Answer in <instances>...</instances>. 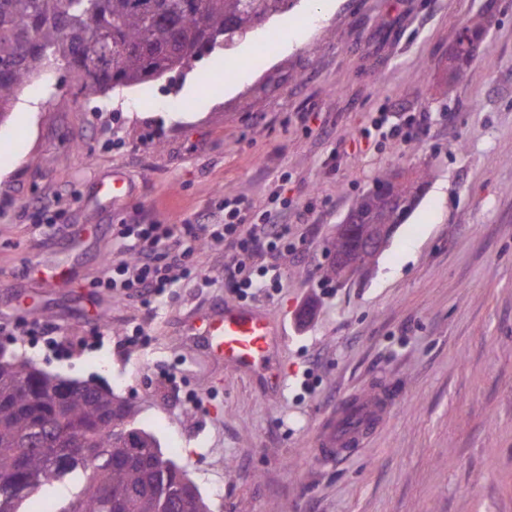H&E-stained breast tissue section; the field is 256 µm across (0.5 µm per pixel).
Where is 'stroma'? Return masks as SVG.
<instances>
[{
	"label": "stroma",
	"mask_w": 512,
	"mask_h": 512,
	"mask_svg": "<svg viewBox=\"0 0 512 512\" xmlns=\"http://www.w3.org/2000/svg\"><path fill=\"white\" fill-rule=\"evenodd\" d=\"M487 6L470 79L444 96ZM16 102L0 124V318L52 337L0 331L9 354L130 402L211 512H512V0H298L190 74L89 96L52 72ZM413 115L411 142L361 136ZM425 165L435 179L369 272L327 281L375 175ZM115 169L136 191L113 207L93 186ZM228 193L288 204L296 248L252 302L286 334L277 391L185 340L191 316L232 300L222 250L193 243L204 279L176 277L153 309L90 285L111 274L113 225L218 224ZM51 265L71 283L39 275ZM139 323L149 345L124 346ZM379 389L393 402L377 428L322 462L340 408ZM490 24L488 9L472 14L467 20L457 43L461 46L455 57L452 58L446 94L450 96L458 85L464 84L470 79V63L474 43L480 41L487 33ZM467 41V44L465 43Z\"/></svg>",
	"instance_id": "obj_1"
}]
</instances>
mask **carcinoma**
<instances>
[{
    "mask_svg": "<svg viewBox=\"0 0 512 512\" xmlns=\"http://www.w3.org/2000/svg\"><path fill=\"white\" fill-rule=\"evenodd\" d=\"M294 0H0V120L33 77L64 65L80 90L104 94L192 68L203 53L228 49L288 11ZM488 11L467 20L452 58L446 94L470 79L474 43L487 33ZM434 173L394 181L389 172L353 203L355 226L331 250L365 268L359 247L369 224H400ZM135 426V410L90 385L64 388L31 361L0 362V512H26L31 498L66 485L52 512H210L200 491L155 437Z\"/></svg>",
    "mask_w": 512,
    "mask_h": 512,
    "instance_id": "1",
    "label": "carcinoma"
}]
</instances>
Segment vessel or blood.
I'll list each match as a JSON object with an SVG mask.
<instances>
[{
	"mask_svg": "<svg viewBox=\"0 0 512 512\" xmlns=\"http://www.w3.org/2000/svg\"><path fill=\"white\" fill-rule=\"evenodd\" d=\"M192 344L208 359L225 367L259 374L271 388H279L284 376L275 352L286 339L267 313L240 305H224L188 323ZM391 405L386 393L360 396L347 402L336 423L323 435L320 458L344 456L360 436L375 425Z\"/></svg>",
	"mask_w": 512,
	"mask_h": 512,
	"instance_id": "vessel-or-blood-1",
	"label": "vessel or blood"
}]
</instances>
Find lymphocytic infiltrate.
<instances>
[{
  "mask_svg": "<svg viewBox=\"0 0 512 512\" xmlns=\"http://www.w3.org/2000/svg\"><path fill=\"white\" fill-rule=\"evenodd\" d=\"M290 227L270 217L256 218L244 199L225 197L220 224H116L112 227L113 297H138L152 307L165 296L175 271L199 275L201 269L186 239L224 251V286L245 299L264 292L270 264L288 246Z\"/></svg>",
  "mask_w": 512,
  "mask_h": 512,
  "instance_id": "1",
  "label": "lymphocytic infiltrate"
}]
</instances>
